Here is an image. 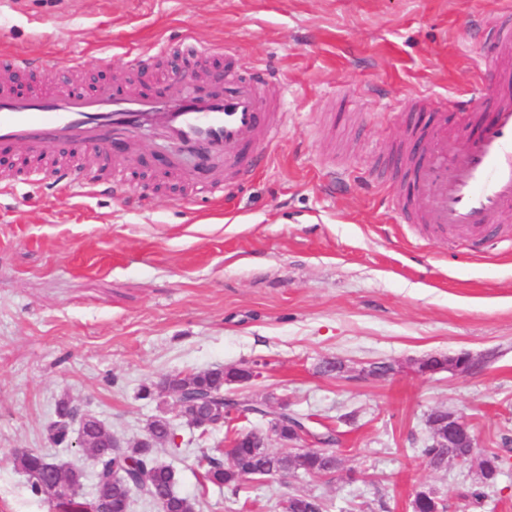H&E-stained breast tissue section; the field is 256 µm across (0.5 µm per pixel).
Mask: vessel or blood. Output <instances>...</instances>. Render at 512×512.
Returning a JSON list of instances; mask_svg holds the SVG:
<instances>
[{
  "instance_id": "vessel-or-blood-1",
  "label": "vessel or blood",
  "mask_w": 512,
  "mask_h": 512,
  "mask_svg": "<svg viewBox=\"0 0 512 512\" xmlns=\"http://www.w3.org/2000/svg\"><path fill=\"white\" fill-rule=\"evenodd\" d=\"M480 32L492 54L495 86L459 105L473 129L457 141L448 139L446 112L435 110L424 153L403 157L422 190L397 203L409 223L430 224L435 232L473 243L497 234L512 217V10L488 17ZM160 51L210 53L189 35ZM37 68L15 54L0 56V71L12 77ZM273 83L272 72L244 73L233 57L224 67L223 87L203 93L191 84L175 85L162 100L125 82L87 94L64 83L52 91L20 93L10 83L0 87V145L23 144L27 154L20 165L28 174L49 170L62 180L66 169L49 164L58 147L75 153L108 149L116 136L157 131L172 147L169 169L190 185L198 175L210 174L206 187L220 197L251 178L259 152L275 143L284 125L285 115L268 93Z\"/></svg>"
}]
</instances>
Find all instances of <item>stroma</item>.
I'll return each mask as SVG.
<instances>
[{
  "mask_svg": "<svg viewBox=\"0 0 512 512\" xmlns=\"http://www.w3.org/2000/svg\"><path fill=\"white\" fill-rule=\"evenodd\" d=\"M512 0H0V52L52 68L32 81L88 85L101 67L137 84H170L156 44L183 32L210 45L189 72L223 68L225 53L275 73L288 115L249 183L224 201L195 195L148 161L145 183L88 189L85 154L66 183L0 167V512H50L11 453L37 448L81 468L75 448L48 440L65 398L124 445L169 420L179 448L158 451L176 491L201 512H281L300 490L329 512H411L422 486L447 512H512V223L505 241L471 244L397 209L411 176L398 151L424 142L417 95L448 107L473 96L487 46L479 20ZM83 69L69 71L73 59ZM468 352L480 367L414 376L430 355ZM337 359L342 375H325ZM260 362L239 395L312 415L335 430V475L246 481L238 500L202 483V451L240 432L239 419L201 432L167 375ZM395 371L379 379L372 365ZM437 408L462 416L475 454L506 466L483 503L477 466L431 467L418 454Z\"/></svg>",
  "mask_w": 512,
  "mask_h": 512,
  "instance_id": "35a3bbf8",
  "label": "stroma"
}]
</instances>
